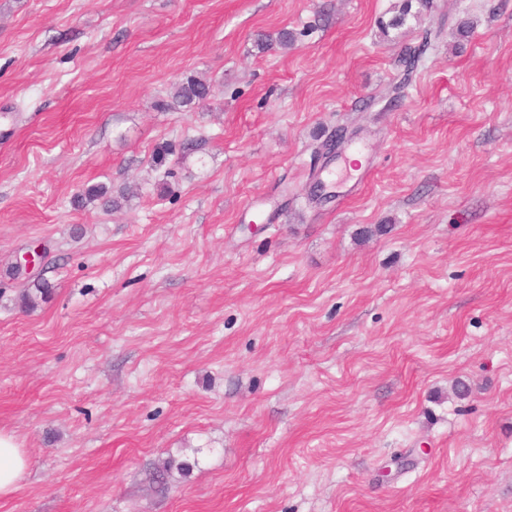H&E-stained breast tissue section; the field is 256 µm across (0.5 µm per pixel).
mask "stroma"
<instances>
[{"instance_id":"1","label":"stroma","mask_w":512,"mask_h":512,"mask_svg":"<svg viewBox=\"0 0 512 512\" xmlns=\"http://www.w3.org/2000/svg\"><path fill=\"white\" fill-rule=\"evenodd\" d=\"M402 2L0 0V512H512V0ZM210 95V86L201 80H187L178 84L174 90L172 101L174 105L188 106L200 104ZM27 467V461L16 438L0 432V495L11 493Z\"/></svg>"}]
</instances>
